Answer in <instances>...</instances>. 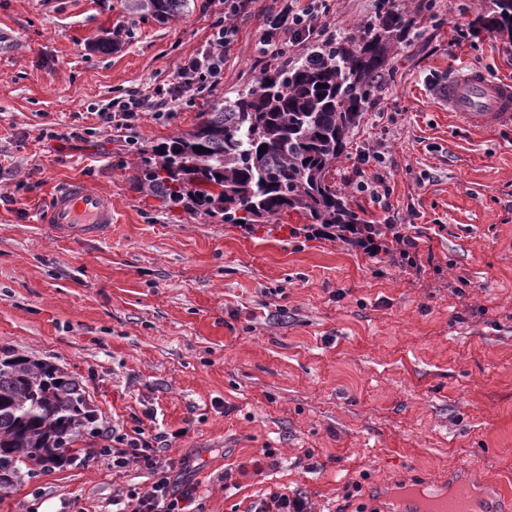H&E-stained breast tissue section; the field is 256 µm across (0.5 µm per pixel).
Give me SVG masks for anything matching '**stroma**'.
Masks as SVG:
<instances>
[{
  "instance_id": "35a3bbf8",
  "label": "stroma",
  "mask_w": 512,
  "mask_h": 512,
  "mask_svg": "<svg viewBox=\"0 0 512 512\" xmlns=\"http://www.w3.org/2000/svg\"><path fill=\"white\" fill-rule=\"evenodd\" d=\"M484 5L438 0L447 25L398 49L336 162L352 208L380 225L385 213L347 179L369 146L389 150L416 270L387 232L372 258L305 236L295 215L247 232L139 187L136 146L191 128L266 72L253 24L212 100L104 130L96 108L173 83L215 6L190 0L160 23L121 0H0V349L71 372L94 414L74 461L15 466L0 512H112L116 495L147 490L149 470L97 455L113 429L164 433L159 462L188 458L184 512H253L273 492L305 496L312 512H389L387 486L471 464L512 490V127L471 128L430 90L463 66L512 80L511 39L450 42L451 22L470 25ZM104 36L111 46L96 48ZM46 128L56 140H39ZM73 179L111 193L105 238L59 239L43 223Z\"/></svg>"
}]
</instances>
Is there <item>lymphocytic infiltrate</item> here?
Returning <instances> with one entry per match:
<instances>
[{
	"instance_id": "f902f5d3",
	"label": "lymphocytic infiltrate",
	"mask_w": 512,
	"mask_h": 512,
	"mask_svg": "<svg viewBox=\"0 0 512 512\" xmlns=\"http://www.w3.org/2000/svg\"><path fill=\"white\" fill-rule=\"evenodd\" d=\"M223 18L212 28L206 48L183 59L175 83L145 94L131 91L98 108L102 127L118 124L132 127L138 113L145 109L157 114L174 112L183 97L210 96L224 81V62L232 55L242 24L258 19L255 50L265 62L280 60L290 48L310 42H323L336 34V12L331 0H217ZM380 148L364 153V168L359 171L356 187L369 195L382 210H389L391 188ZM184 461L169 460L165 471L149 490H129L122 497L119 512H183V502L190 499L191 487L174 491L170 474L184 469Z\"/></svg>"
}]
</instances>
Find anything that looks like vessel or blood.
Returning <instances> with one entry per match:
<instances>
[{
  "label": "vessel or blood",
  "instance_id": "vessel-or-blood-1",
  "mask_svg": "<svg viewBox=\"0 0 512 512\" xmlns=\"http://www.w3.org/2000/svg\"><path fill=\"white\" fill-rule=\"evenodd\" d=\"M434 96L469 126L495 129L512 126V81L490 79L477 68L466 67L432 88ZM53 233L71 240L106 236L112 225V197L92 184L73 180L54 192L44 217ZM399 512H512V495L501 490L473 494L455 481L434 486L431 497L410 496Z\"/></svg>",
  "mask_w": 512,
  "mask_h": 512
}]
</instances>
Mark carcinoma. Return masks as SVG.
Masks as SVG:
<instances>
[{
    "mask_svg": "<svg viewBox=\"0 0 512 512\" xmlns=\"http://www.w3.org/2000/svg\"><path fill=\"white\" fill-rule=\"evenodd\" d=\"M189 0H123L131 16L168 21ZM416 19L380 0L375 15L278 63L233 99L139 156L137 181L170 208L251 230L297 214L309 224H363L336 186V161L374 104L391 56ZM512 40V0H487L473 33ZM267 149H262V146ZM206 151L199 150V147ZM91 420L85 390L47 361L0 353V469L70 459V436Z\"/></svg>",
    "mask_w": 512,
    "mask_h": 512,
    "instance_id": "obj_1",
    "label": "carcinoma"
}]
</instances>
